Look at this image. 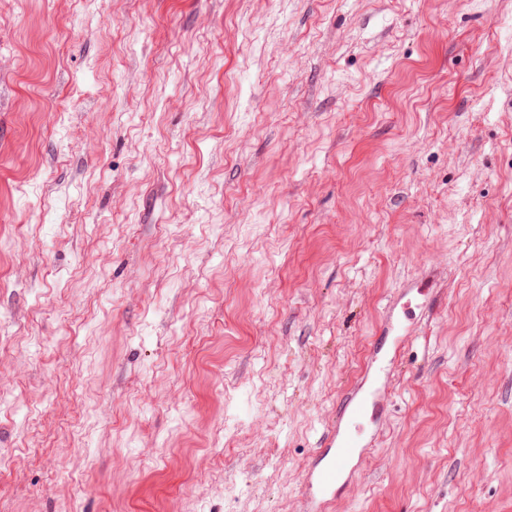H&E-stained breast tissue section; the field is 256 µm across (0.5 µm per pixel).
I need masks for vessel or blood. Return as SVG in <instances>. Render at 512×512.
Listing matches in <instances>:
<instances>
[{"instance_id": "obj_1", "label": "vessel or blood", "mask_w": 512, "mask_h": 512, "mask_svg": "<svg viewBox=\"0 0 512 512\" xmlns=\"http://www.w3.org/2000/svg\"><path fill=\"white\" fill-rule=\"evenodd\" d=\"M389 368L373 352L368 371L340 398L304 478L302 512H327L339 492L354 484L362 460L386 417Z\"/></svg>"}]
</instances>
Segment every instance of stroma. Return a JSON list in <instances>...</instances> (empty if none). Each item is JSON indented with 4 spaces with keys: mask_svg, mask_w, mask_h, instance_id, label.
<instances>
[{
    "mask_svg": "<svg viewBox=\"0 0 512 512\" xmlns=\"http://www.w3.org/2000/svg\"><path fill=\"white\" fill-rule=\"evenodd\" d=\"M396 300L328 512H512V0H0V512H300ZM373 347L369 368L340 398L336 421L319 438L304 478L302 512L327 511L336 495L354 484L365 454L378 440L386 418L390 372L381 357L384 345L375 340Z\"/></svg>",
    "mask_w": 512,
    "mask_h": 512,
    "instance_id": "stroma-1",
    "label": "stroma"
}]
</instances>
